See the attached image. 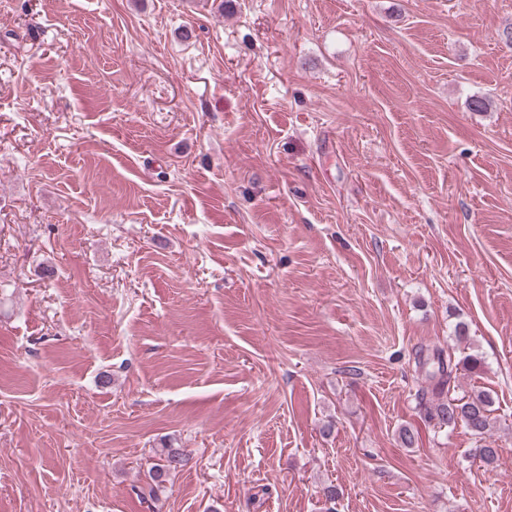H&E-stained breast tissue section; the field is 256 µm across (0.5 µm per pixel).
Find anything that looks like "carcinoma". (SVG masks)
<instances>
[{
  "instance_id": "obj_1",
  "label": "carcinoma",
  "mask_w": 512,
  "mask_h": 512,
  "mask_svg": "<svg viewBox=\"0 0 512 512\" xmlns=\"http://www.w3.org/2000/svg\"><path fill=\"white\" fill-rule=\"evenodd\" d=\"M437 370L432 374L436 382L422 389L420 400L429 401L427 408L429 417L439 428L452 430L462 424L480 444L470 449V454L486 465L493 464L498 457V448L492 438L494 422L491 407L494 400L487 391L476 390L460 397L446 396V389L451 385L458 367L462 366L470 372L482 369L483 361L476 355H467L455 360L452 355L444 352L436 353ZM189 456L181 448L165 445L159 452V460L151 469L154 484L152 491L164 488L169 476L176 470L186 466Z\"/></svg>"
}]
</instances>
